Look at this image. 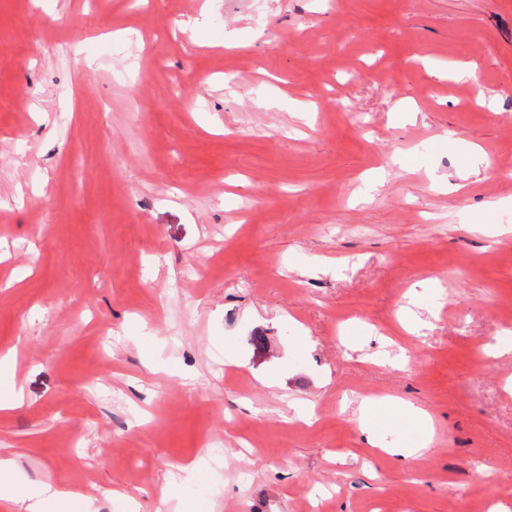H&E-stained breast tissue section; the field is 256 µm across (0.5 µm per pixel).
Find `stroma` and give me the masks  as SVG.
<instances>
[{
    "mask_svg": "<svg viewBox=\"0 0 512 512\" xmlns=\"http://www.w3.org/2000/svg\"><path fill=\"white\" fill-rule=\"evenodd\" d=\"M252 8L0 0V455L95 512H471L479 470L512 482V233L458 218L512 199V0ZM366 395L428 412L429 451L371 448ZM14 360L13 357L3 355L0 357V408L16 407L21 404V400L15 393L13 385H7L9 377L13 376ZM6 386V389L4 387Z\"/></svg>",
    "mask_w": 512,
    "mask_h": 512,
    "instance_id": "stroma-1",
    "label": "stroma"
}]
</instances>
